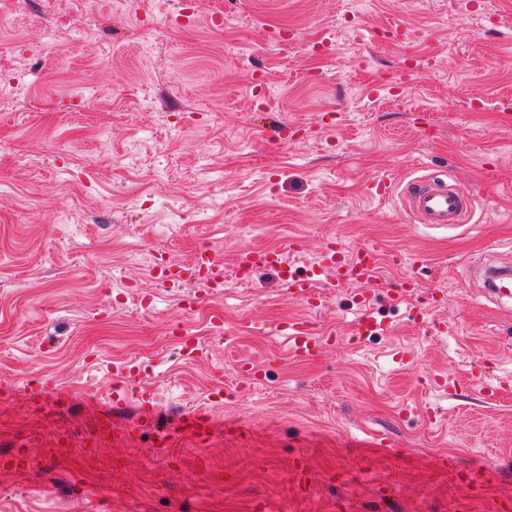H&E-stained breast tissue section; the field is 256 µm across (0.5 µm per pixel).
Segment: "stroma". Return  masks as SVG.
<instances>
[{"instance_id": "obj_1", "label": "stroma", "mask_w": 512, "mask_h": 512, "mask_svg": "<svg viewBox=\"0 0 512 512\" xmlns=\"http://www.w3.org/2000/svg\"><path fill=\"white\" fill-rule=\"evenodd\" d=\"M183 9L0 0V49H45L0 83V512H512V392L488 403L467 383L512 376V312L483 296L472 265L512 244V0ZM60 12L77 22L67 43L46 33ZM146 20L158 29L149 59L134 40ZM443 170L474 194L470 223H413L399 196L372 187ZM298 238L308 249L290 253ZM329 239L384 256L372 310L389 330L357 338L349 289H329L317 320L339 341L312 362L283 337L235 330L309 317L275 272L195 289L191 310L148 276L158 251L186 262L205 244L228 257L281 248L301 274ZM409 273L415 297L393 304L386 289ZM433 296L456 335L415 321ZM185 336L197 358L180 355ZM247 359L262 382L214 397ZM129 360L150 367L157 423L138 429L122 412L100 466H83L110 367ZM444 375L455 393L423 383ZM34 377L67 394L48 414L26 399ZM415 404L436 420L423 424ZM198 408L211 437L175 436L158 455L161 432ZM20 450L40 469L3 467ZM443 454L454 471L434 472Z\"/></svg>"}]
</instances>
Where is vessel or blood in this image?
I'll return each instance as SVG.
<instances>
[{
  "label": "vessel or blood",
  "instance_id": "1",
  "mask_svg": "<svg viewBox=\"0 0 512 512\" xmlns=\"http://www.w3.org/2000/svg\"><path fill=\"white\" fill-rule=\"evenodd\" d=\"M405 210L415 223L444 228L451 224H466L475 209L473 195L459 185L449 183L447 173H427L413 177L401 190ZM382 264L380 252L372 247L348 248L336 241L324 243L316 261L304 274H296L282 251L275 248H239L232 259H225L223 251L207 249L199 251L188 263L164 260L150 269L151 278L165 288H185L200 284L211 289L223 287L227 279L238 284L251 282L257 269L275 270L284 286L287 297L309 308L313 313H323L329 304L326 290L331 286H358L357 303L359 316L356 320L358 335L383 333L385 326L372 311V293L379 283ZM240 333L265 335L275 333L284 336L290 354L299 360H316L323 346L331 339L325 331L308 319H291L275 326L254 320L240 324ZM28 398L42 405L57 394L51 382L42 379L27 381ZM132 408L134 420L142 425L153 424L157 405L154 392L136 364H126L112 370V395L102 403L98 411V441H108L113 435L115 422L112 411L116 408ZM178 431L197 440H205L214 431L210 413L195 411L184 414L178 420Z\"/></svg>",
  "mask_w": 512,
  "mask_h": 512
}]
</instances>
